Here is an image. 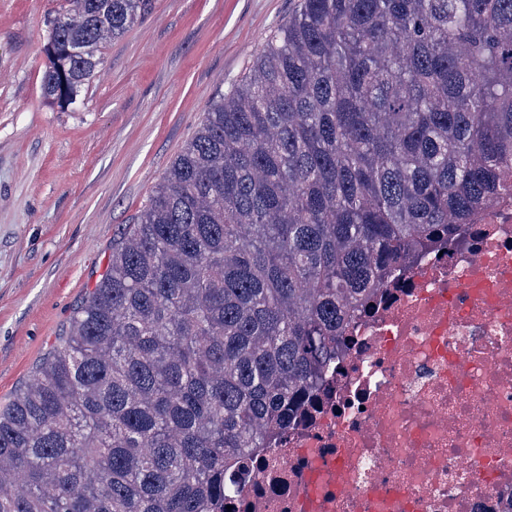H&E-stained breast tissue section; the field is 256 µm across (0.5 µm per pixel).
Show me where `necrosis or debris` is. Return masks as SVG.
<instances>
[{
  "mask_svg": "<svg viewBox=\"0 0 512 512\" xmlns=\"http://www.w3.org/2000/svg\"><path fill=\"white\" fill-rule=\"evenodd\" d=\"M503 182L375 291L231 512H512V167Z\"/></svg>",
  "mask_w": 512,
  "mask_h": 512,
  "instance_id": "necrosis-or-debris-1",
  "label": "necrosis or debris"
}]
</instances>
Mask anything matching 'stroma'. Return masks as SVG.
<instances>
[{
	"instance_id": "35a3bbf8",
	"label": "stroma",
	"mask_w": 512,
	"mask_h": 512,
	"mask_svg": "<svg viewBox=\"0 0 512 512\" xmlns=\"http://www.w3.org/2000/svg\"><path fill=\"white\" fill-rule=\"evenodd\" d=\"M62 4L0 0V405L68 334L113 241L294 0H154L64 108L41 93Z\"/></svg>"
}]
</instances>
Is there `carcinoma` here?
Returning a JSON list of instances; mask_svg holds the SVG:
<instances>
[{
    "label": "carcinoma",
    "mask_w": 512,
    "mask_h": 512,
    "mask_svg": "<svg viewBox=\"0 0 512 512\" xmlns=\"http://www.w3.org/2000/svg\"><path fill=\"white\" fill-rule=\"evenodd\" d=\"M66 2L60 107L153 4ZM511 164L512 0H298L0 407V512H214L374 290Z\"/></svg>",
    "instance_id": "cac0c4a2"
}]
</instances>
